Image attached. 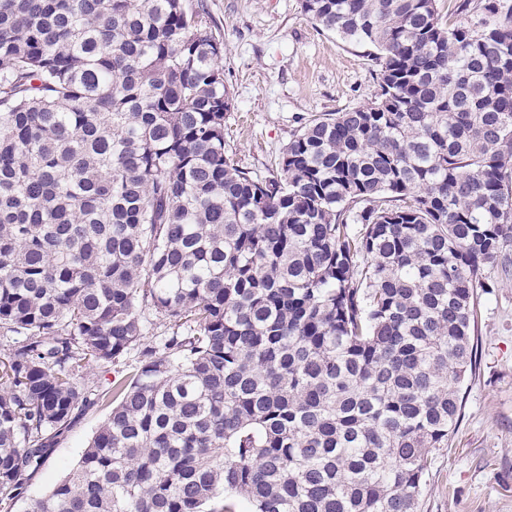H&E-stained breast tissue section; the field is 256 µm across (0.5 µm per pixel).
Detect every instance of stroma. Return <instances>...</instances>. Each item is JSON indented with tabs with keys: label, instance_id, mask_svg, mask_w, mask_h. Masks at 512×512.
Wrapping results in <instances>:
<instances>
[{
	"label": "stroma",
	"instance_id": "obj_1",
	"mask_svg": "<svg viewBox=\"0 0 512 512\" xmlns=\"http://www.w3.org/2000/svg\"><path fill=\"white\" fill-rule=\"evenodd\" d=\"M204 21L224 43L233 94L226 143L265 175L301 119L367 102L377 82L365 46L321 30L301 0H204ZM477 300V361L447 448L428 455L418 512H512V264L485 269ZM108 411L95 407L59 437L28 499L48 494L76 466Z\"/></svg>",
	"mask_w": 512,
	"mask_h": 512
}]
</instances>
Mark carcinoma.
I'll use <instances>...</instances> for the list:
<instances>
[{
    "mask_svg": "<svg viewBox=\"0 0 512 512\" xmlns=\"http://www.w3.org/2000/svg\"><path fill=\"white\" fill-rule=\"evenodd\" d=\"M438 2L302 0L377 88L259 176L203 6L0 0L1 509L101 405L25 512H417L512 242V7ZM441 4V14L443 16V21H451L456 25H464L469 26L471 28H480V25L485 17V12L483 9V5L485 3L484 0H469L467 10L463 13L452 14L450 16V20H448V4H450L449 10L452 5L455 3L461 2L460 0H452L449 2L448 0H442ZM108 415L105 407H95L77 418L58 438L46 464L32 477L26 502L48 494L76 466L95 431Z\"/></svg>",
    "mask_w": 512,
    "mask_h": 512,
    "instance_id": "cac0c4a2",
    "label": "carcinoma"
}]
</instances>
